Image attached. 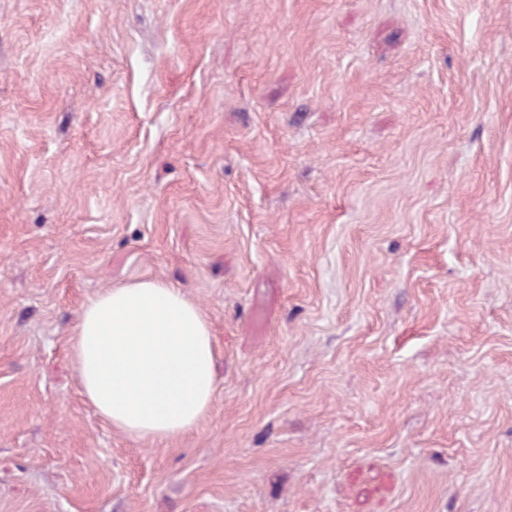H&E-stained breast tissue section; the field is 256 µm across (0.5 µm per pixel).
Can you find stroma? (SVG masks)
<instances>
[{
    "mask_svg": "<svg viewBox=\"0 0 512 512\" xmlns=\"http://www.w3.org/2000/svg\"><path fill=\"white\" fill-rule=\"evenodd\" d=\"M141 279L176 440L76 375ZM0 512H512V0H0ZM84 394L116 429L172 440L200 423L215 388V350L202 310L155 279L97 294L75 329Z\"/></svg>",
    "mask_w": 512,
    "mask_h": 512,
    "instance_id": "stroma-1",
    "label": "stroma"
}]
</instances>
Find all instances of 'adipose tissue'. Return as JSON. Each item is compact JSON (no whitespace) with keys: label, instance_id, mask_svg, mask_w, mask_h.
Returning <instances> with one entry per match:
<instances>
[{"label":"adipose tissue","instance_id":"1","mask_svg":"<svg viewBox=\"0 0 512 512\" xmlns=\"http://www.w3.org/2000/svg\"><path fill=\"white\" fill-rule=\"evenodd\" d=\"M77 376L116 429L172 440L200 423L215 388V350L202 310L155 279L97 294L75 329Z\"/></svg>","mask_w":512,"mask_h":512}]
</instances>
